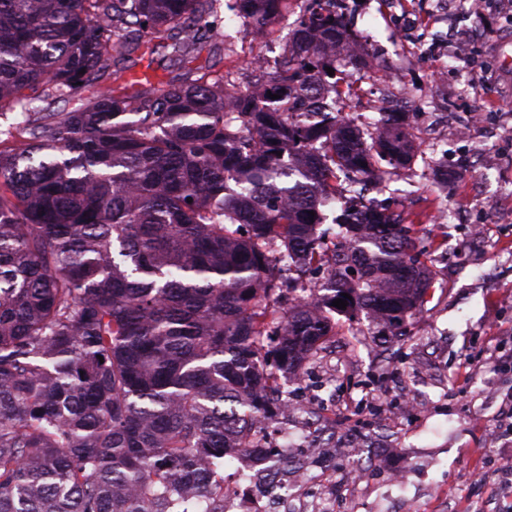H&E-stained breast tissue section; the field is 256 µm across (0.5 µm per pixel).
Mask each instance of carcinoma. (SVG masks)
<instances>
[{"label": "carcinoma", "instance_id": "obj_1", "mask_svg": "<svg viewBox=\"0 0 512 512\" xmlns=\"http://www.w3.org/2000/svg\"><path fill=\"white\" fill-rule=\"evenodd\" d=\"M221 2L0 0V512H224L266 367L315 355L343 293L400 336L433 284L400 213L345 209L331 252L317 234L321 208L415 156L407 112L361 130L299 108L358 95L327 73L354 39L337 0H307L267 103L204 65L98 84L145 35L197 60ZM284 2L240 0L249 32ZM63 98L82 104L50 111ZM325 266L320 294L305 275Z\"/></svg>", "mask_w": 512, "mask_h": 512}]
</instances>
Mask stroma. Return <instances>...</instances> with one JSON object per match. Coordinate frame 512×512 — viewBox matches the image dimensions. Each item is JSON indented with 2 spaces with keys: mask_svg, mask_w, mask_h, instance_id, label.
<instances>
[{
  "mask_svg": "<svg viewBox=\"0 0 512 512\" xmlns=\"http://www.w3.org/2000/svg\"><path fill=\"white\" fill-rule=\"evenodd\" d=\"M429 0H351L346 14L364 36L363 73L378 88L410 97L419 111L409 134L417 146L411 165L366 200L388 211L420 215L424 262L436 273L422 309L404 339L365 314L333 312L322 349L306 364L312 387L334 397L316 413L323 423L317 448L294 449L306 458L307 501L333 498L336 512H512V425L500 414L512 393V19L486 9L474 18L457 12L464 27L484 30L472 53L425 54L401 41L394 13L441 28ZM283 33H247L238 18L224 21V41L208 40L200 53L212 75L238 68L241 84L258 80L245 46L277 49ZM148 39L130 42L111 60L103 81L122 86L151 69L156 81L180 82L183 67ZM448 71L445 80L436 69ZM497 112L475 118L480 101ZM467 125L468 136L457 133ZM498 164L486 166L485 150ZM447 186H440V174ZM481 225V240L471 235ZM366 431L368 446L347 447L344 435ZM403 470V486L388 482Z\"/></svg>",
  "mask_w": 512,
  "mask_h": 512,
  "instance_id": "obj_1",
  "label": "stroma"
}]
</instances>
